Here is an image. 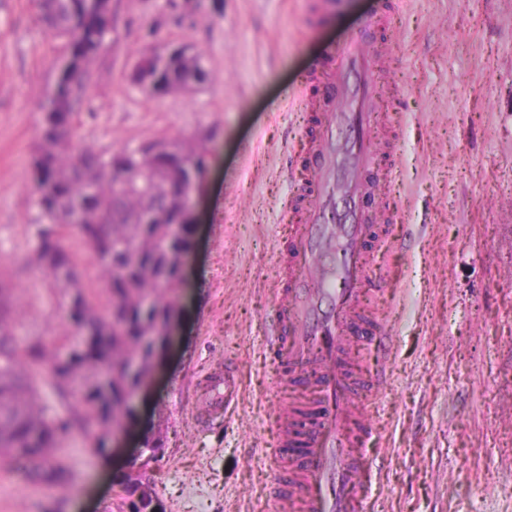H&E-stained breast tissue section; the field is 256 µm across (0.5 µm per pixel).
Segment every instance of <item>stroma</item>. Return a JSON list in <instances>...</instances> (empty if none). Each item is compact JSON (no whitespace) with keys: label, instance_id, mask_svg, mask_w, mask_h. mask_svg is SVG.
<instances>
[{"label":"stroma","instance_id":"1","mask_svg":"<svg viewBox=\"0 0 512 512\" xmlns=\"http://www.w3.org/2000/svg\"><path fill=\"white\" fill-rule=\"evenodd\" d=\"M380 2L112 0V45L92 66L80 135L112 152L195 138L209 153L179 321L137 394V435L110 431L100 448L96 431H74L59 450L62 484L0 469V512H106L143 465L161 512H277L265 492L273 417L312 397L279 385L267 353L288 157L310 120L288 97L357 32L397 53L381 81L379 136L386 100L406 91L399 172L372 180L402 213L376 261L380 290L365 302L391 343L350 347L360 375H386L359 401L381 466L371 512H512V0H394V22L379 32L368 21ZM150 27L205 53L201 91L158 99L130 81ZM59 53L35 0H0V275L21 312V351L48 336L61 352L75 336L33 261L30 163ZM226 361L240 398L227 418L199 426V382ZM158 427L165 447L148 464L138 435Z\"/></svg>","mask_w":512,"mask_h":512}]
</instances>
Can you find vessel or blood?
Masks as SVG:
<instances>
[{
    "mask_svg": "<svg viewBox=\"0 0 512 512\" xmlns=\"http://www.w3.org/2000/svg\"><path fill=\"white\" fill-rule=\"evenodd\" d=\"M392 54L387 41L350 37L291 92L314 122L285 209L294 223L279 253L268 347L280 382L305 376L315 399L306 413L281 419L280 444L268 459L270 496L280 512L295 502L303 512H366L378 484L366 454L372 426L356 408L361 385L349 349L357 334L376 346L390 338L361 305L376 288L374 260L398 216L385 204L369 222L361 205L366 170L376 163L390 178L397 168L399 146L394 137L378 139L372 114L377 77ZM208 386L212 413L239 399L232 367L211 375Z\"/></svg>",
    "mask_w": 512,
    "mask_h": 512,
    "instance_id": "1",
    "label": "vessel or blood"
}]
</instances>
